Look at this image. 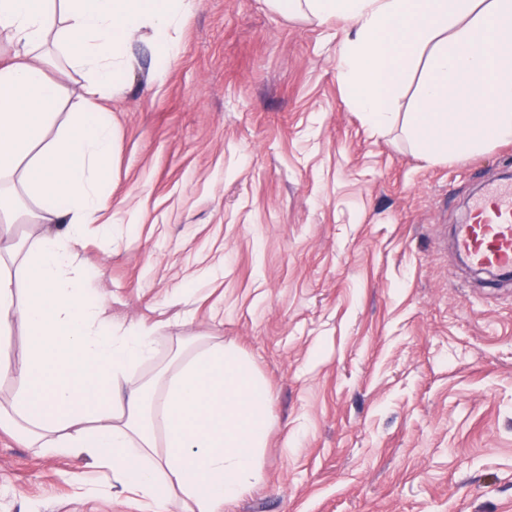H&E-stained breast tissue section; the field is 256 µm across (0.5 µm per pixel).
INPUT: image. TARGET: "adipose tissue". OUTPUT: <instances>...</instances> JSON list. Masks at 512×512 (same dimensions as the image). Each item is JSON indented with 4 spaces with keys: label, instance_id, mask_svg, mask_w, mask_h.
<instances>
[{
    "label": "adipose tissue",
    "instance_id": "adipose-tissue-1",
    "mask_svg": "<svg viewBox=\"0 0 512 512\" xmlns=\"http://www.w3.org/2000/svg\"><path fill=\"white\" fill-rule=\"evenodd\" d=\"M279 14L342 22L337 58L351 109L368 127L402 128L430 162L512 139V0H266ZM197 0H0V225L19 199L41 232L0 236V335L21 330L22 357L0 354L15 386L0 432L43 452L84 458L112 484L190 512H222L263 480L269 390L234 346L202 333L112 317L82 252L111 207L105 173L115 123L100 101L123 94L151 29L149 83H163ZM82 76L89 96L67 116L52 70ZM412 107L399 98L411 75ZM103 233L112 227L100 224Z\"/></svg>",
    "mask_w": 512,
    "mask_h": 512
}]
</instances>
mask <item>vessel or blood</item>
I'll return each mask as SVG.
<instances>
[{
  "label": "vessel or blood",
  "instance_id": "1",
  "mask_svg": "<svg viewBox=\"0 0 512 512\" xmlns=\"http://www.w3.org/2000/svg\"><path fill=\"white\" fill-rule=\"evenodd\" d=\"M455 245L470 265L512 273V182L486 186L470 205L469 219L458 225Z\"/></svg>",
  "mask_w": 512,
  "mask_h": 512
}]
</instances>
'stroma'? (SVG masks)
Listing matches in <instances>:
<instances>
[{"mask_svg":"<svg viewBox=\"0 0 512 512\" xmlns=\"http://www.w3.org/2000/svg\"><path fill=\"white\" fill-rule=\"evenodd\" d=\"M197 2L165 81L142 42L100 101L125 224L84 258L114 317L234 344L268 387L265 480L224 512H512V284L484 287L452 240L512 142L427 162L348 107L341 23ZM0 512L155 507L0 433Z\"/></svg>","mask_w":512,"mask_h":512,"instance_id":"obj_1","label":"stroma"}]
</instances>
